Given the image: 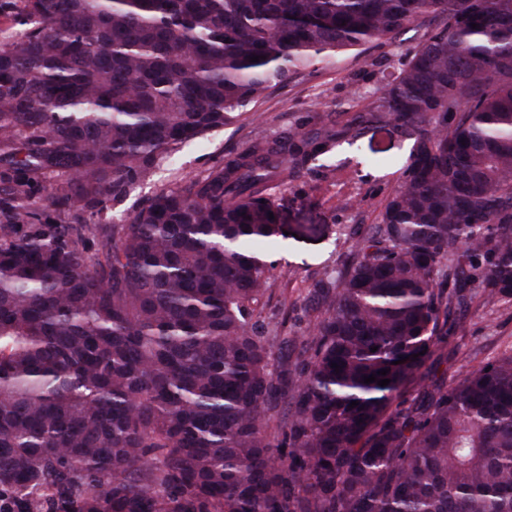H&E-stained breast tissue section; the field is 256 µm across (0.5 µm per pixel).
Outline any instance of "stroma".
I'll return each mask as SVG.
<instances>
[{"instance_id":"stroma-1","label":"stroma","mask_w":512,"mask_h":512,"mask_svg":"<svg viewBox=\"0 0 512 512\" xmlns=\"http://www.w3.org/2000/svg\"><path fill=\"white\" fill-rule=\"evenodd\" d=\"M421 34V28L413 26L395 40L315 60L293 82L269 88L233 123L176 146L121 197L108 201L103 219L129 223L149 198L201 178L255 140L284 143L302 130L329 122L345 124L354 113L370 109L384 75L394 72ZM410 148L409 137L394 123L371 122L354 128L347 143L321 167L291 178L280 175L267 183V195L283 206V223L290 235L287 252L271 254L274 267L263 300L275 314H286L283 333L290 339L302 342L314 323L315 314L308 309L314 281L338 268L340 254L379 223L389 196L403 180L401 162ZM301 224H318L323 231L300 240L294 233ZM511 351L512 301L475 297L460 325L441 329L431 357L406 385L403 397L414 398L431 379H459Z\"/></svg>"}]
</instances>
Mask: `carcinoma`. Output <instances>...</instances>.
I'll return each instance as SVG.
<instances>
[{
  "mask_svg": "<svg viewBox=\"0 0 512 512\" xmlns=\"http://www.w3.org/2000/svg\"><path fill=\"white\" fill-rule=\"evenodd\" d=\"M5 15L24 29L0 40V512H512V354L397 403L472 285L512 299V0ZM426 19L350 125L258 140L127 224L87 223L314 60ZM383 118L413 140L404 183L313 285L293 360L260 306L283 233L265 185L283 151L301 170Z\"/></svg>",
  "mask_w": 512,
  "mask_h": 512,
  "instance_id": "1",
  "label": "carcinoma"
}]
</instances>
